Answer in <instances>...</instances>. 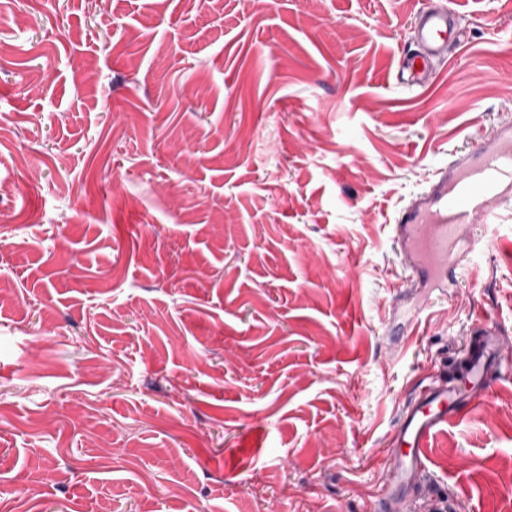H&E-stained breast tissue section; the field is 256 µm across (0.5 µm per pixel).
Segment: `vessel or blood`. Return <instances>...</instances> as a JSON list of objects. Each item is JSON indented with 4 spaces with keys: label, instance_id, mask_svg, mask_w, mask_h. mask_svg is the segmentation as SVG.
Instances as JSON below:
<instances>
[{
    "label": "vessel or blood",
    "instance_id": "vessel-or-blood-1",
    "mask_svg": "<svg viewBox=\"0 0 512 512\" xmlns=\"http://www.w3.org/2000/svg\"><path fill=\"white\" fill-rule=\"evenodd\" d=\"M461 40L457 10L438 4L420 12L415 47L401 57L397 84L414 88L432 75L434 59L444 56ZM512 198V124L482 136L479 151L449 161L429 188L403 207L393 226L394 239L409 256L405 288H444L461 267L457 245L478 224L495 219L504 200ZM498 333L475 331L466 354L468 379L464 386L447 381L422 387L403 409L395 431L388 477L379 499L380 512H402L417 475L424 465L431 438L461 419L485 389L488 362L500 348Z\"/></svg>",
    "mask_w": 512,
    "mask_h": 512
}]
</instances>
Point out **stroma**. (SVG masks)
Masks as SVG:
<instances>
[{
	"instance_id": "35a3bbf8",
	"label": "stroma",
	"mask_w": 512,
	"mask_h": 512,
	"mask_svg": "<svg viewBox=\"0 0 512 512\" xmlns=\"http://www.w3.org/2000/svg\"><path fill=\"white\" fill-rule=\"evenodd\" d=\"M0 0V512H372L418 383L512 356V219L440 295L391 226L512 120V0ZM405 512H512V372ZM461 30L459 12L444 3L421 11L415 26V49L400 58L396 83L407 88L424 85L432 75L433 60L461 41Z\"/></svg>"
}]
</instances>
